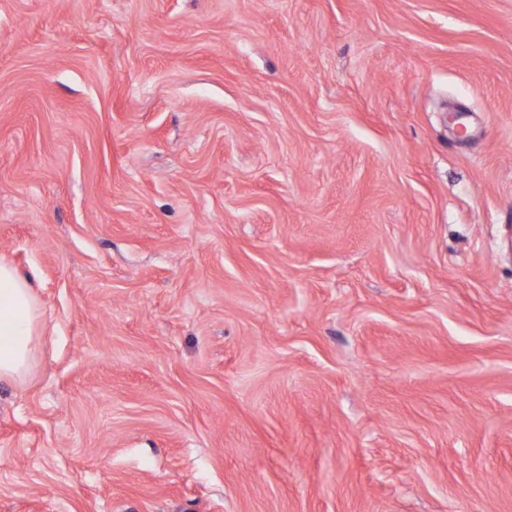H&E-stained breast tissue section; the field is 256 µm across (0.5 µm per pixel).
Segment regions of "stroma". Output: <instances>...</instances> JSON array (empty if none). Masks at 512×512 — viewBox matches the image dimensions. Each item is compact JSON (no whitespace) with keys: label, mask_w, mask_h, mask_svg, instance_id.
<instances>
[{"label":"stroma","mask_w":512,"mask_h":512,"mask_svg":"<svg viewBox=\"0 0 512 512\" xmlns=\"http://www.w3.org/2000/svg\"><path fill=\"white\" fill-rule=\"evenodd\" d=\"M0 512H512V0H0ZM32 280L0 260V382H17L33 363L41 304Z\"/></svg>","instance_id":"1"}]
</instances>
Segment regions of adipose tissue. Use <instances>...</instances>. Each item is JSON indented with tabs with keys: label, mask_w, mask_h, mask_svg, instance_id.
I'll use <instances>...</instances> for the list:
<instances>
[{
	"label": "adipose tissue",
	"mask_w": 512,
	"mask_h": 512,
	"mask_svg": "<svg viewBox=\"0 0 512 512\" xmlns=\"http://www.w3.org/2000/svg\"><path fill=\"white\" fill-rule=\"evenodd\" d=\"M41 317L32 280L0 260V382H16L29 373Z\"/></svg>",
	"instance_id": "obj_1"
}]
</instances>
